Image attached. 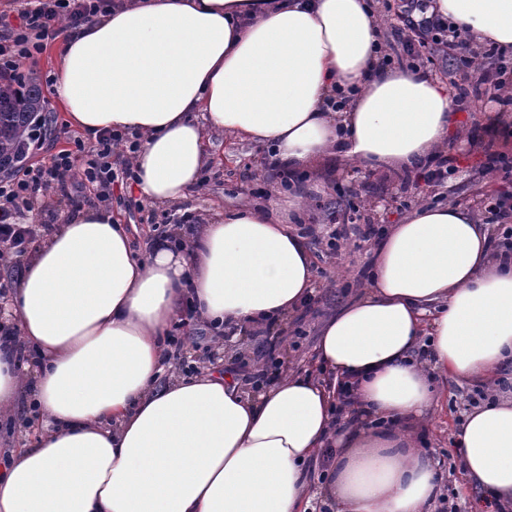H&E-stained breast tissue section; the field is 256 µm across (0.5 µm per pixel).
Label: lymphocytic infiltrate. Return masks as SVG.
Returning a JSON list of instances; mask_svg holds the SVG:
<instances>
[{
  "mask_svg": "<svg viewBox=\"0 0 512 512\" xmlns=\"http://www.w3.org/2000/svg\"><path fill=\"white\" fill-rule=\"evenodd\" d=\"M19 23L0 37V80L20 79L24 60L42 51L61 27L76 28L106 14L112 0H19ZM396 41L410 56L421 57L430 45H442L457 70L476 69V56L459 28L431 17L420 20L405 17L394 32ZM493 95L500 111L512 112V57L494 54L491 69L482 71L476 81L459 84L454 96L457 107ZM138 144L122 134L107 131L92 146L76 142L49 164L25 169L21 178L0 180V261L23 256L36 243L42 227L24 222L23 213L50 193L66 195L72 203L83 201V192L74 190L75 179L95 185L99 202H109L115 174L134 179L132 158ZM485 174L499 176L503 189L496 196L481 200L485 223L494 225L489 240L493 256H512V151L486 149L481 164Z\"/></svg>",
  "mask_w": 512,
  "mask_h": 512,
  "instance_id": "f902f5d3",
  "label": "lymphocytic infiltrate"
}]
</instances>
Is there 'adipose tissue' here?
I'll return each instance as SVG.
<instances>
[{
	"mask_svg": "<svg viewBox=\"0 0 512 512\" xmlns=\"http://www.w3.org/2000/svg\"><path fill=\"white\" fill-rule=\"evenodd\" d=\"M430 10L474 48L512 51V0ZM380 49L371 0H121L68 32L54 91L87 140L140 135L139 196L176 205L200 186L211 131L303 175L424 163L447 141L448 91L415 66L379 67ZM271 194L143 252L110 209L85 204L33 246L0 339V416L23 399L42 429L0 456V512H307L327 447L334 512H432L439 471L416 437L442 398L433 377L481 383L512 364V260L491 258L487 226L459 206L423 203L390 227L369 283L315 346L365 415L350 430L309 375L256 396L228 374L160 383L185 313L245 330L312 294L292 227L311 189ZM453 444L469 481L512 512V396L466 413Z\"/></svg>",
	"mask_w": 512,
	"mask_h": 512,
	"instance_id": "1",
	"label": "adipose tissue"
}]
</instances>
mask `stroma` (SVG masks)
Returning <instances> with one entry per match:
<instances>
[{
    "mask_svg": "<svg viewBox=\"0 0 512 512\" xmlns=\"http://www.w3.org/2000/svg\"><path fill=\"white\" fill-rule=\"evenodd\" d=\"M60 39L49 40L45 50L23 64L22 70L40 84L47 101V108L54 116L53 132L41 143L31 146L25 162L37 165L48 161L51 155L72 148L80 132L69 126L57 104L51 78L56 70L60 53ZM498 106L490 98L472 104L469 110L460 112V131L448 134L447 148L459 159V171L449 179L446 187L435 189L425 183L402 189L399 175L373 171L357 163L340 162L336 167L319 175V193L312 197L301 215V221L316 229L333 227L336 218L350 207L356 206L372 223L392 225L415 206L441 197L443 203L475 208L477 200L494 192L497 178L482 175L483 147L488 138L484 133L493 112ZM213 162L203 173L199 195L193 202L201 218L210 217L215 211L238 207L259 199L260 192L271 188L277 177L263 167L260 149L239 142L228 134H211ZM112 215L119 223L136 227L141 231H154L167 227L170 214L183 213V206L157 207L144 203L133 184L114 183L112 187ZM306 242L313 254L316 283L326 289L323 298L312 304L303 319L288 322V344L277 355L283 372L304 371L315 365L314 345L321 318L351 298L357 292L356 277L367 261L363 250L349 249L342 254L331 253L324 241L307 237ZM196 324L185 321L178 326L179 333L187 341L175 352L172 370L177 374H194L212 370L218 373L236 371L244 381H251L256 366L264 362V347L277 328H264L250 333L244 342H224L215 346L210 336L195 331ZM443 403L420 431V443L439 459L446 473L445 502L456 512H475L477 493L471 488L454 453L452 432L471 408V387L458 386L450 378H439Z\"/></svg>",
    "mask_w": 512,
    "mask_h": 512,
    "instance_id": "35a3bbf8",
    "label": "stroma"
}]
</instances>
